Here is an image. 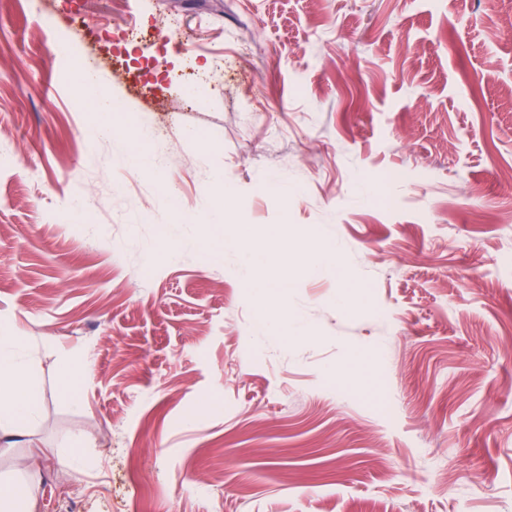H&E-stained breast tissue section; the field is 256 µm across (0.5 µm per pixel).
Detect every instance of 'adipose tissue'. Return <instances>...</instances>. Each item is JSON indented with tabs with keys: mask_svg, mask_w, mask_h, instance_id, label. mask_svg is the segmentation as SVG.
Here are the masks:
<instances>
[{
	"mask_svg": "<svg viewBox=\"0 0 512 512\" xmlns=\"http://www.w3.org/2000/svg\"><path fill=\"white\" fill-rule=\"evenodd\" d=\"M293 285V277L278 276L255 288L260 304L271 312L264 321L265 332L282 340L297 334L294 318L280 302ZM25 347L21 337L0 336V431L33 423L38 417V405L33 400L38 384L23 357Z\"/></svg>",
	"mask_w": 512,
	"mask_h": 512,
	"instance_id": "1",
	"label": "adipose tissue"
}]
</instances>
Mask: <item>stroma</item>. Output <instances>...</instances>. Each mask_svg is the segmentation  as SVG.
<instances>
[{
    "label": "stroma",
    "mask_w": 512,
    "mask_h": 512,
    "mask_svg": "<svg viewBox=\"0 0 512 512\" xmlns=\"http://www.w3.org/2000/svg\"><path fill=\"white\" fill-rule=\"evenodd\" d=\"M486 8L0 0V324L40 383L0 472L37 512H512V0L462 26ZM45 12L166 126L158 171L89 135ZM220 209L253 233L215 256ZM326 238L348 279L298 278L297 338L264 335L253 284Z\"/></svg>",
    "instance_id": "stroma-1"
}]
</instances>
